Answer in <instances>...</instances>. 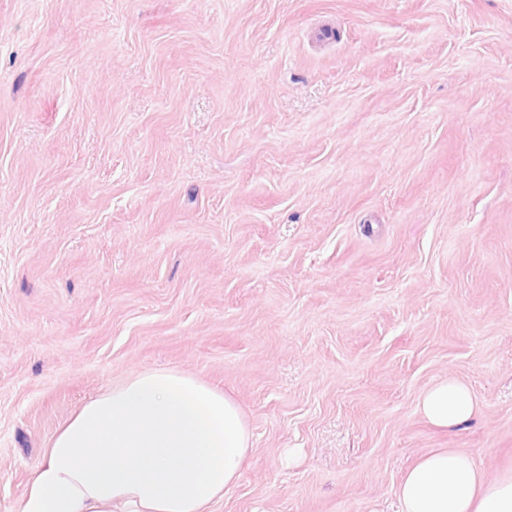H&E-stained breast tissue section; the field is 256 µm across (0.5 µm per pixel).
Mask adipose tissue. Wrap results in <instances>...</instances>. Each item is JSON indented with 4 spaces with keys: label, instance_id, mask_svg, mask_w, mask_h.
<instances>
[{
    "label": "adipose tissue",
    "instance_id": "1",
    "mask_svg": "<svg viewBox=\"0 0 512 512\" xmlns=\"http://www.w3.org/2000/svg\"><path fill=\"white\" fill-rule=\"evenodd\" d=\"M448 429L478 401L448 377L418 400ZM255 452L239 403L204 381L147 369L82 404L44 450L19 512H212ZM399 512H512V467L497 477L463 449L420 457L397 487Z\"/></svg>",
    "mask_w": 512,
    "mask_h": 512
}]
</instances>
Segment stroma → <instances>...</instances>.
<instances>
[{
    "mask_svg": "<svg viewBox=\"0 0 512 512\" xmlns=\"http://www.w3.org/2000/svg\"><path fill=\"white\" fill-rule=\"evenodd\" d=\"M152 368L250 423L215 512L512 462V0H0V512ZM478 405L470 387L452 377L432 384L418 400L422 416L431 425L442 429L455 428L468 422Z\"/></svg>",
    "mask_w": 512,
    "mask_h": 512,
    "instance_id": "stroma-1",
    "label": "stroma"
}]
</instances>
